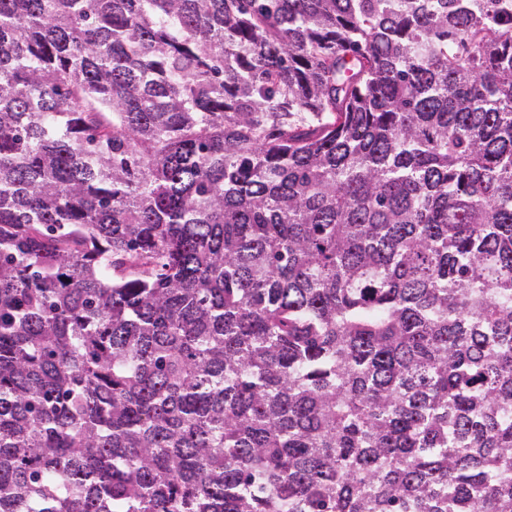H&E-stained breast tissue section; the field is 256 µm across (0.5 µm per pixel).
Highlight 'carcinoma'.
<instances>
[{"instance_id": "carcinoma-1", "label": "carcinoma", "mask_w": 512, "mask_h": 512, "mask_svg": "<svg viewBox=\"0 0 512 512\" xmlns=\"http://www.w3.org/2000/svg\"><path fill=\"white\" fill-rule=\"evenodd\" d=\"M0 512H512V0H0Z\"/></svg>"}]
</instances>
